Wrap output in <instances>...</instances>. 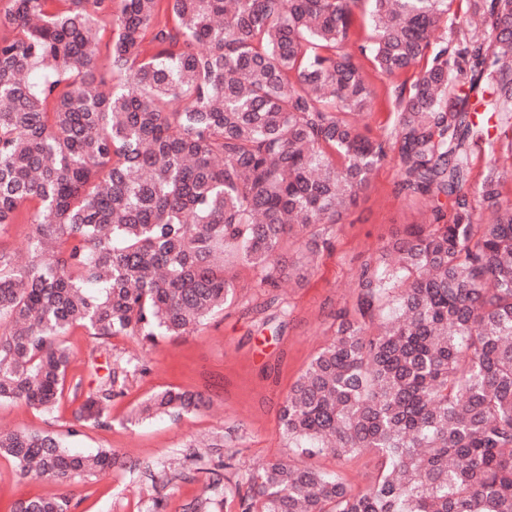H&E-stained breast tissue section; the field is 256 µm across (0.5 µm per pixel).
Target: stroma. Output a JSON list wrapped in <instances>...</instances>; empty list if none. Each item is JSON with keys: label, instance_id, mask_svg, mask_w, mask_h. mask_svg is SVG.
Returning <instances> with one entry per match:
<instances>
[{"label": "stroma", "instance_id": "obj_1", "mask_svg": "<svg viewBox=\"0 0 512 512\" xmlns=\"http://www.w3.org/2000/svg\"><path fill=\"white\" fill-rule=\"evenodd\" d=\"M377 92L360 123L376 136L390 129L391 77L367 69ZM397 159L388 155L356 204L336 225L331 245L305 280L261 287L256 271L233 265L236 299L186 336L149 343L116 336L108 343L81 327L64 343L71 353L64 394L46 414L19 401L0 403V430L48 431L74 452L111 450L120 460L111 472L62 489L53 481L22 475L0 457V512L21 499L69 492V512H192L209 498L210 512H236L235 487L265 463L291 455L280 409L312 357L334 337V314L351 305L361 264L420 223L426 206L396 191ZM133 360L120 394L109 403L106 424L70 434L81 396L95 392L117 361ZM175 387L201 395L206 404L174 419H135L137 405ZM314 466L341 470L352 487L366 488L379 466L375 453L337 460L320 455Z\"/></svg>", "mask_w": 512, "mask_h": 512}]
</instances>
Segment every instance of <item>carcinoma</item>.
Wrapping results in <instances>:
<instances>
[{
  "label": "carcinoma",
  "instance_id": "carcinoma-1",
  "mask_svg": "<svg viewBox=\"0 0 512 512\" xmlns=\"http://www.w3.org/2000/svg\"><path fill=\"white\" fill-rule=\"evenodd\" d=\"M108 16L109 81L95 76ZM364 60L396 80L379 137L357 121L376 96ZM495 142L512 160V0H7L0 234L33 225L40 261L0 249V401L53 412L75 327L103 342L190 334L234 301L236 261L263 288L303 277L392 150L398 193L433 223L362 264L282 407L297 456L250 473L239 512H512V201ZM129 366L70 433L102 422ZM201 406L165 389L136 415ZM366 452L380 466L359 491L301 461ZM0 456L65 487L117 464L14 430Z\"/></svg>",
  "mask_w": 512,
  "mask_h": 512
}]
</instances>
